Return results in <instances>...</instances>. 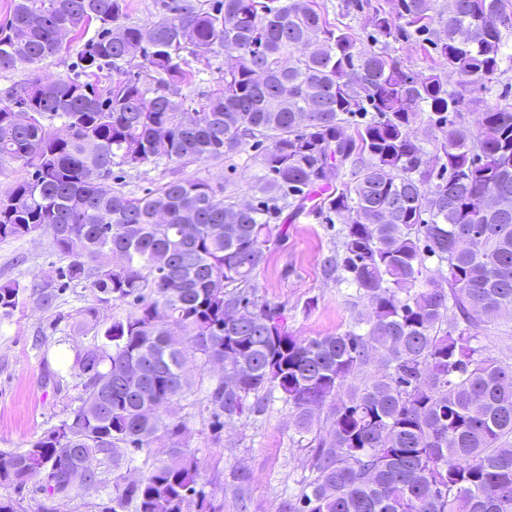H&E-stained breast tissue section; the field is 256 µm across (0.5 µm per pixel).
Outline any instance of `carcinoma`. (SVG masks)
Listing matches in <instances>:
<instances>
[{
	"label": "carcinoma",
	"instance_id": "carcinoma-1",
	"mask_svg": "<svg viewBox=\"0 0 512 512\" xmlns=\"http://www.w3.org/2000/svg\"><path fill=\"white\" fill-rule=\"evenodd\" d=\"M393 2L340 0L339 13L361 14L366 45L315 0H158L145 22L128 19L127 0H14L1 71L58 55L67 34L97 24L69 75L0 98V166L29 169L0 194V240L51 234L58 274L96 293L74 332L103 342L77 355L84 388L67 417L0 452L1 485L25 486L32 461L49 471L52 497L106 491L102 512H185L200 472L177 444L133 482L78 488L68 474L87 456L118 468L121 446L175 438L166 409L198 362L240 374L235 388L210 387V416L259 412L277 390L297 430L314 433L312 476L288 512H512V363L481 345L512 318V207L483 208L494 192L512 203V102L480 109L476 134L456 121L499 70L512 14L505 0ZM412 38L460 90L388 52ZM221 55L219 89L183 95ZM422 112L431 151L413 134ZM248 147L262 149L265 170L253 204L180 175ZM160 165L168 179L143 196L113 186L115 166ZM288 209L343 218L327 270L364 302L363 332L300 340L281 306L254 298ZM30 289L53 304L52 281L8 280L0 317ZM128 299L132 313L101 324L99 307ZM351 376L362 385L345 391Z\"/></svg>",
	"mask_w": 512,
	"mask_h": 512
}]
</instances>
